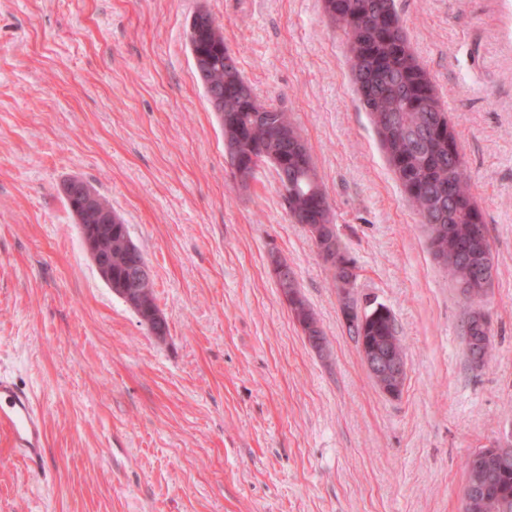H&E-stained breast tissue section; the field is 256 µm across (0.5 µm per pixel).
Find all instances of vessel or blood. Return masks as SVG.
<instances>
[{
  "label": "vessel or blood",
  "instance_id": "vessel-or-blood-1",
  "mask_svg": "<svg viewBox=\"0 0 512 512\" xmlns=\"http://www.w3.org/2000/svg\"><path fill=\"white\" fill-rule=\"evenodd\" d=\"M0 432L8 436L16 455L41 465L47 447L44 414L30 391L6 375H0Z\"/></svg>",
  "mask_w": 512,
  "mask_h": 512
}]
</instances>
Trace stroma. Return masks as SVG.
<instances>
[{
  "instance_id": "1",
  "label": "stroma",
  "mask_w": 512,
  "mask_h": 512,
  "mask_svg": "<svg viewBox=\"0 0 512 512\" xmlns=\"http://www.w3.org/2000/svg\"><path fill=\"white\" fill-rule=\"evenodd\" d=\"M457 134L494 270L491 356L435 260L323 0H0V373L42 408L40 468L0 435V512H463L464 463L512 432V0H395ZM199 12L305 140L360 303L406 347L371 379L271 165L239 186L194 72ZM92 185L152 271V336L100 277L63 193ZM287 260L326 334L305 340Z\"/></svg>"
}]
</instances>
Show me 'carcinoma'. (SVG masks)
Returning a JSON list of instances; mask_svg holds the SVG:
<instances>
[{"instance_id": "1", "label": "carcinoma", "mask_w": 512, "mask_h": 512, "mask_svg": "<svg viewBox=\"0 0 512 512\" xmlns=\"http://www.w3.org/2000/svg\"><path fill=\"white\" fill-rule=\"evenodd\" d=\"M332 5L330 19L342 32L351 52L353 82L361 85L367 97L368 108L374 124L391 122L395 126L392 142L393 157L407 174L410 189L407 199L420 216L438 218L445 211L443 220L464 246L473 234V226L484 224L483 215L473 200L471 183L463 165L448 168V141L441 138V130L448 128V113L440 107L435 86L411 52L404 30L391 27L387 12L394 7V0H328ZM191 53L202 58V65L195 68L205 94L219 91L224 94V116L218 117L224 142L236 144L238 162L248 168L253 158L274 150L279 153L280 165L274 167L277 180L291 184L283 202L288 214L297 224H328L330 211L320 208L326 200L309 151L300 150L295 143L302 140L288 113L266 107L267 120L254 124L250 111L260 105L250 84L239 68L224 67V32L209 14L194 16L193 31L188 34ZM446 186L445 196L439 188ZM92 186L84 181H68L64 185L68 206L80 225L99 224V214L112 212V206L96 197L92 206L86 203V191ZM140 253L132 243L127 225L118 215H113L109 231L103 234L99 252L91 254L93 260H112V291L122 295L133 290L143 298L144 314L157 307L150 280L138 281L130 273L129 251ZM477 258L465 255L461 260H450L444 267L456 283L466 280ZM298 295L293 316L303 329L316 324L318 319L294 281L279 288ZM474 305L466 320L465 336H475L470 327L473 317L481 310L483 294L462 291ZM354 338L361 336H388L393 350L404 352L395 322L385 317L368 321L365 326L348 327ZM486 488L482 503L476 512H512V460L507 467L487 471L480 479Z\"/></svg>"}]
</instances>
